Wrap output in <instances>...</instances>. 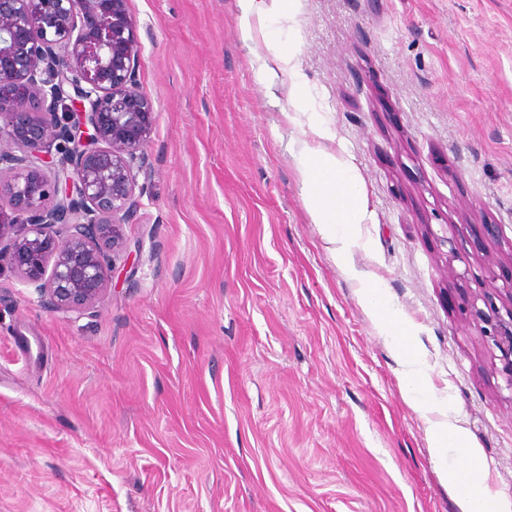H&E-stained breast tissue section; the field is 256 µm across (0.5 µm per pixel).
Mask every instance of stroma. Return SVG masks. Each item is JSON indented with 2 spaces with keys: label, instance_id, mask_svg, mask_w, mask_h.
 <instances>
[{
  "label": "stroma",
  "instance_id": "stroma-1",
  "mask_svg": "<svg viewBox=\"0 0 512 512\" xmlns=\"http://www.w3.org/2000/svg\"><path fill=\"white\" fill-rule=\"evenodd\" d=\"M129 10L157 113L141 207L84 314L0 269V512H460L309 221L307 117L239 0ZM281 36L365 179L355 265L512 501V392L466 307L512 275V0H298Z\"/></svg>",
  "mask_w": 512,
  "mask_h": 512
}]
</instances>
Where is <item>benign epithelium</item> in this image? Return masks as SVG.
<instances>
[{"label":"benign epithelium","instance_id":"benign-epithelium-1","mask_svg":"<svg viewBox=\"0 0 512 512\" xmlns=\"http://www.w3.org/2000/svg\"><path fill=\"white\" fill-rule=\"evenodd\" d=\"M128 0H0V267L53 312L112 287L156 125ZM468 303L512 391V287ZM484 307H479L478 302Z\"/></svg>","mask_w":512,"mask_h":512}]
</instances>
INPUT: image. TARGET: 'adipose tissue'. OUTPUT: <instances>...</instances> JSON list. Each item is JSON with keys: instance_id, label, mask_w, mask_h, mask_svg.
Wrapping results in <instances>:
<instances>
[{"instance_id": "1", "label": "adipose tissue", "mask_w": 512, "mask_h": 512, "mask_svg": "<svg viewBox=\"0 0 512 512\" xmlns=\"http://www.w3.org/2000/svg\"><path fill=\"white\" fill-rule=\"evenodd\" d=\"M243 29L259 24L264 43L279 69L287 71L292 84L291 111L285 119L309 109L305 77L295 45L280 41L270 28L271 21L292 14L291 0H241ZM314 140L306 146L298 164L304 206L341 271L358 286V300L400 356L403 367L400 384L410 406L427 425L430 446L442 465L448 489L461 512H512V503L499 496L479 451L453 414L447 398L433 389L424 363L414 348L415 327L394 303L381 280L359 271L353 263L355 251L365 249L362 224L370 211L365 180L353 160L333 147L329 131L313 124Z\"/></svg>"}]
</instances>
